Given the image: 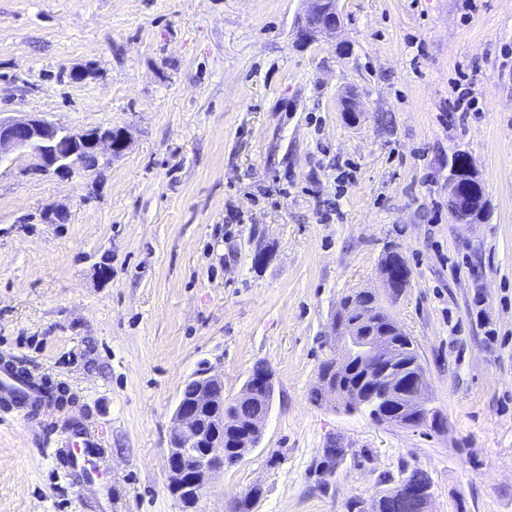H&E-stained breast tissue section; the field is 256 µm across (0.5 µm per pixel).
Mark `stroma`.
<instances>
[{"label": "stroma", "instance_id": "obj_1", "mask_svg": "<svg viewBox=\"0 0 512 512\" xmlns=\"http://www.w3.org/2000/svg\"><path fill=\"white\" fill-rule=\"evenodd\" d=\"M339 5L336 35L300 47L303 0H0V113L128 140L97 174L0 175V358L71 398L0 407V512H84L52 461L77 421L105 435L112 512H228L254 487L253 512H346L405 463L431 512H512V0ZM463 90L476 110L450 111ZM459 153L479 224L448 212ZM390 248L444 430L311 399L333 312L383 293ZM259 361L261 444L185 506L164 454L185 384L212 365L232 401ZM331 442L349 454L325 475Z\"/></svg>", "mask_w": 512, "mask_h": 512}]
</instances>
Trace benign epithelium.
I'll list each match as a JSON object with an SVG mask.
<instances>
[{
  "label": "benign epithelium",
  "mask_w": 512,
  "mask_h": 512,
  "mask_svg": "<svg viewBox=\"0 0 512 512\" xmlns=\"http://www.w3.org/2000/svg\"><path fill=\"white\" fill-rule=\"evenodd\" d=\"M306 8L298 19V39L303 43L316 41L324 34L340 28L339 0H305ZM125 135L115 136L112 129L93 128L80 132L62 129L37 113L23 118L0 116V168L9 171L18 161L27 159L24 172L35 176H66L76 170L83 171L81 153L89 150L103 166L112 164V158L126 148ZM448 195L456 200L453 223L469 224L472 214L479 210L480 199L475 182L448 177ZM376 323L372 311L363 310L360 317L347 322L332 318L329 335L342 337L338 365L352 362L356 354L368 355L367 372L381 368L389 358L391 336L399 331L392 324L378 334L366 327ZM191 381L193 394L178 399L172 416V426L166 448L169 490L189 502L197 501L204 483L214 474L224 471V435L203 427L204 417L215 416L224 409V379L204 368L196 372ZM273 385L271 371L263 367L251 372L237 400L248 399ZM426 386L418 382L407 395L408 407L421 411L426 407ZM269 412L261 410L257 418L245 429L238 447L253 451L249 438L263 434ZM398 506V512H429L431 497L418 483L400 482L389 492Z\"/></svg>",
  "instance_id": "1"
}]
</instances>
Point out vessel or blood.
Here are the masks:
<instances>
[{"label": "vessel or blood", "instance_id": "obj_1", "mask_svg": "<svg viewBox=\"0 0 512 512\" xmlns=\"http://www.w3.org/2000/svg\"><path fill=\"white\" fill-rule=\"evenodd\" d=\"M40 391L34 380H19L8 362H0V405L26 416ZM108 453L99 432L83 424L70 427L55 452L81 487L86 512H112V484L102 480L101 464Z\"/></svg>", "mask_w": 512, "mask_h": 512}]
</instances>
